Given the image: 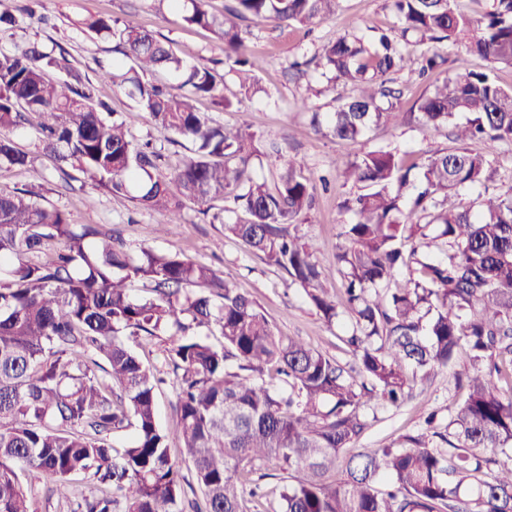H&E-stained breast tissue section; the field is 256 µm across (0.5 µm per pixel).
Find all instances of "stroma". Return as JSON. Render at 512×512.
<instances>
[{
  "instance_id": "obj_1",
  "label": "stroma",
  "mask_w": 512,
  "mask_h": 512,
  "mask_svg": "<svg viewBox=\"0 0 512 512\" xmlns=\"http://www.w3.org/2000/svg\"><path fill=\"white\" fill-rule=\"evenodd\" d=\"M28 0H16L20 12L12 26L0 27V51L12 52L30 43L51 48L62 46L74 70L84 83L95 87L97 95L107 102L109 110L123 120L138 141L152 140L169 164L178 163L191 155L190 147L171 144L167 137L151 124L146 112L134 99L109 82H103L100 73L109 66L114 54L111 40L76 29L73 21L90 14H105L119 23H131L149 31L167 43L173 51L190 64L216 63L224 76V93L234 102L223 108L204 100L199 108L218 126L236 124L260 135L264 157L253 162V175L267 184L278 179L276 153L290 157L314 186L312 207L306 218L291 225L290 230L315 240L319 247L318 262L325 269L336 267V253L342 240L341 224L347 222L340 212V201L351 188L337 176V169L361 150H390L416 161L426 154L454 149L456 143L450 131L429 135L416 124L372 127L360 142L339 141L319 133L313 122V112L335 111L340 99L351 91L332 85L321 66L314 63L323 45L346 33L364 34L368 29H382L399 36L400 28L391 0H340L332 19L310 26H278L271 23L244 22L243 36L253 54L262 63L258 72L259 90L241 92L236 76L224 64L221 43L208 30L187 25L179 13L171 10L164 0H39L35 9L47 17V24H31L21 9ZM425 48L406 44L402 53L407 69L390 74V85L399 89L398 106L410 111L428 86L427 81L411 76ZM308 98L312 111L296 108L299 98ZM20 147L31 152L32 167L27 169H0V188L26 187L37 192L42 202L67 212L73 223L97 224L103 229L119 233L130 255L140 249L181 253L188 260L213 267L219 275L257 299L268 319L287 336H295L324 353L336 357L342 364L354 365L355 359L342 344L340 337L351 323L343 316L339 325L326 326L305 302L302 292L288 274L267 265L244 246L224 236V222L235 221L238 213L224 202L213 204L222 212L223 223L213 222L205 215L202 205L188 202L182 210L179 229H172L163 214L139 209L129 200L116 197L106 190L81 186L79 181L63 179L55 170L53 161L38 153L34 133L18 139ZM470 150L488 152L492 178L485 186L462 191L458 198L461 207H469L477 198L499 193L512 187V143L499 142L494 147L475 141ZM172 343L169 335H161L138 346L142 359L159 370L166 379L156 398L157 420L161 430L176 438L178 433L176 377L166 361V351ZM469 366L467 349H460L448 370L440 373L425 391L414 392L400 407H385L376 412L377 419L359 440L362 448H379L400 435L416 430L430 408L450 406L463 393L456 386L455 376Z\"/></svg>"
}]
</instances>
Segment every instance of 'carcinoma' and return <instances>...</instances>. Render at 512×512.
I'll use <instances>...</instances> for the list:
<instances>
[{
    "instance_id": "obj_1",
    "label": "carcinoma",
    "mask_w": 512,
    "mask_h": 512,
    "mask_svg": "<svg viewBox=\"0 0 512 512\" xmlns=\"http://www.w3.org/2000/svg\"><path fill=\"white\" fill-rule=\"evenodd\" d=\"M182 20L212 31L240 87L260 68L241 36L246 20L291 26L330 19L338 0H236L217 17L206 0H168ZM402 36L468 42L470 53L512 68V0H492L480 23L457 0H393ZM82 30L115 42L105 80L119 81L170 141L194 155L166 173L161 154L139 144L95 99L66 57L33 45L0 52V168H28L14 140L30 127L65 177L128 198L180 224L186 201L232 203L241 216L224 236L288 273L332 327L352 317L341 342L356 366L283 335L247 293L204 264L144 249L132 257L97 224H74L23 189H0V512H36L40 487L70 502L73 477L90 494L71 512H186L181 476L159 428L155 395L164 379L125 336L174 337L177 442L193 465L205 512H512V187L477 208L457 203L491 178L474 139L512 141V87L458 60V72L401 112L385 76L403 56L386 34H347L322 49L331 82L356 95L332 113L327 134L360 141L373 125L413 118L436 133L453 126L458 147L406 163L364 150L340 175L358 191L339 208L347 245L337 271L319 268L313 240L288 225L311 209L308 180L278 159L274 187L253 178L260 138L214 126L195 102L228 109L224 78L185 63L139 28L100 16ZM177 75L178 91L146 81ZM460 113L469 115L456 122ZM340 275L341 288L324 281ZM152 284L137 300L130 285ZM212 327L219 345L188 334ZM465 347L464 391L424 426L382 448L355 450L366 409L398 407ZM131 428L117 450L112 434ZM283 474L274 496L261 481Z\"/></svg>"
}]
</instances>
